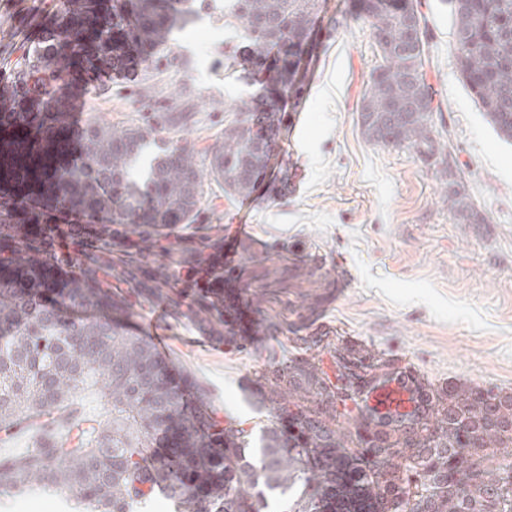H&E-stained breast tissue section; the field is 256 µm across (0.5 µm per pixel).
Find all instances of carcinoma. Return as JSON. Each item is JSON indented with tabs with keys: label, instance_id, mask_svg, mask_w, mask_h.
I'll return each instance as SVG.
<instances>
[{
	"label": "carcinoma",
	"instance_id": "1",
	"mask_svg": "<svg viewBox=\"0 0 512 512\" xmlns=\"http://www.w3.org/2000/svg\"><path fill=\"white\" fill-rule=\"evenodd\" d=\"M317 0H231L224 27L241 29L228 52L230 66L277 98L224 106L233 118L224 140L205 152L212 180L228 197L250 194L267 168L274 115L301 99L302 81L288 76V63L266 70L263 61L285 39L310 38ZM458 74L500 138L512 141V0H451ZM415 26L390 0H376L354 14L370 29L381 63L361 98L363 134L376 144L414 152L425 162L455 163L435 135L436 91L428 80L429 29L421 0H410ZM77 7L95 14L90 29L100 62L121 70L170 55L173 30L195 13L192 0H112V12L97 0H62L59 11ZM142 50L134 59L131 50ZM55 49L32 50L21 72L27 81L53 70ZM160 126L130 123L119 129L91 126L81 166L56 172L48 190L56 205L79 215L107 216L114 224H189L204 195L196 152L159 147V129H174L184 112L158 115ZM448 209L462 223L484 218L466 195L448 194ZM92 275L78 268L60 284L40 260L12 265L0 275V443L31 433L25 448L0 453V493L33 486L66 488L75 508L133 512L160 493L176 512H262L264 490L284 491L300 482L304 491L291 512H333L350 489L337 474L352 435L338 436L335 393L320 364L306 358L278 363L260 379L263 400L276 421L253 441L251 431L218 418L207 393L178 374L152 342L129 330L123 306ZM433 420L447 448L512 447V434L492 420L512 422V397L495 404L472 389L448 387L438 395ZM307 413V426L284 421L288 410ZM466 415L473 434L461 437L454 416ZM396 427L381 432L385 451L372 467L354 464V485L378 498L393 479L405 486L426 477L389 463L405 458L389 443Z\"/></svg>",
	"mask_w": 512,
	"mask_h": 512
}]
</instances>
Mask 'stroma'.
<instances>
[{
  "label": "stroma",
  "mask_w": 512,
  "mask_h": 512,
  "mask_svg": "<svg viewBox=\"0 0 512 512\" xmlns=\"http://www.w3.org/2000/svg\"><path fill=\"white\" fill-rule=\"evenodd\" d=\"M433 33L428 79L456 164L440 174L407 150L370 142L358 112L361 92L379 58L348 0H318L311 47L302 67L305 98L278 116L270 144L272 172L263 173L243 210L238 198L206 182L193 224L163 227L179 238L167 255L129 242L84 249L85 267L102 262L124 278L115 292L130 322H156L168 340L160 352L210 393L219 413L253 435L271 420L258 379L288 358L320 359L333 368L337 350L379 353L404 380L424 391L436 411L442 388L461 385L512 394V145L498 138L460 81L448 0H424ZM40 0H0V69L19 81L30 49L49 41L61 16L42 14ZM224 0L201 5L160 60L134 79L113 77L85 90L87 120L122 126L178 105L190 120L176 145H215L225 105L257 95L224 65ZM464 185L481 224L458 223L446 201L450 182ZM249 224L237 241L234 277L254 316L255 337L241 343L227 323L180 292L178 275L193 254L224 243L225 225ZM344 293L336 288L344 274ZM0 512H72L59 492L0 494Z\"/></svg>",
  "instance_id": "1"
}]
</instances>
